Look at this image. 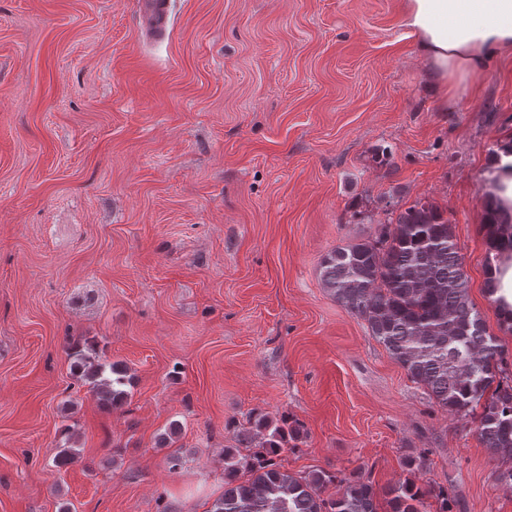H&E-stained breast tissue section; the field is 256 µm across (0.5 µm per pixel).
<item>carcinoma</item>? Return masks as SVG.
<instances>
[{
	"instance_id": "obj_1",
	"label": "carcinoma",
	"mask_w": 512,
	"mask_h": 512,
	"mask_svg": "<svg viewBox=\"0 0 512 512\" xmlns=\"http://www.w3.org/2000/svg\"><path fill=\"white\" fill-rule=\"evenodd\" d=\"M388 222L376 236L338 245L322 260L320 278L338 304L366 323L410 379L425 387L450 414L477 420L485 447L508 462L496 482L512 489V372L504 351L490 336L468 294V278L448 220L434 202L417 200L396 212L384 203ZM483 230L487 263L512 251V214L500 216L485 197ZM73 370L99 400L114 408L127 399V370L95 362L74 346ZM259 438L244 454L224 449V495L208 512H379L370 474L357 468L337 476L324 470L292 473L275 460L302 439L303 424L290 416L277 423L254 421ZM340 493L325 495L333 484ZM388 512H452L445 490L405 479L385 492Z\"/></svg>"
}]
</instances>
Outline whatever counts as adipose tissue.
<instances>
[{"label": "adipose tissue", "instance_id": "obj_1", "mask_svg": "<svg viewBox=\"0 0 512 512\" xmlns=\"http://www.w3.org/2000/svg\"><path fill=\"white\" fill-rule=\"evenodd\" d=\"M404 20L443 107L467 92L495 53L512 50V0H406Z\"/></svg>", "mask_w": 512, "mask_h": 512}]
</instances>
